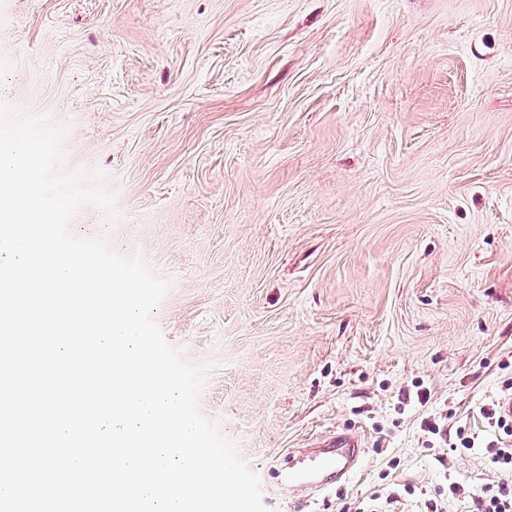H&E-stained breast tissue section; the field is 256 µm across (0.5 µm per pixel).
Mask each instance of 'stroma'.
<instances>
[{
	"label": "stroma",
	"instance_id": "1",
	"mask_svg": "<svg viewBox=\"0 0 512 512\" xmlns=\"http://www.w3.org/2000/svg\"><path fill=\"white\" fill-rule=\"evenodd\" d=\"M0 102L113 196L69 231L168 281L153 319L271 512H476L507 479L512 0H0ZM344 429L348 481L279 489Z\"/></svg>",
	"mask_w": 512,
	"mask_h": 512
}]
</instances>
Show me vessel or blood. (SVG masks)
Instances as JSON below:
<instances>
[{"label": "vessel or blood", "mask_w": 512, "mask_h": 512, "mask_svg": "<svg viewBox=\"0 0 512 512\" xmlns=\"http://www.w3.org/2000/svg\"><path fill=\"white\" fill-rule=\"evenodd\" d=\"M315 446L318 452L317 465L312 468L289 465L281 482L282 489L289 491L299 486L320 491L329 489L357 470L364 452L361 437L350 430L317 438Z\"/></svg>", "instance_id": "1"}]
</instances>
